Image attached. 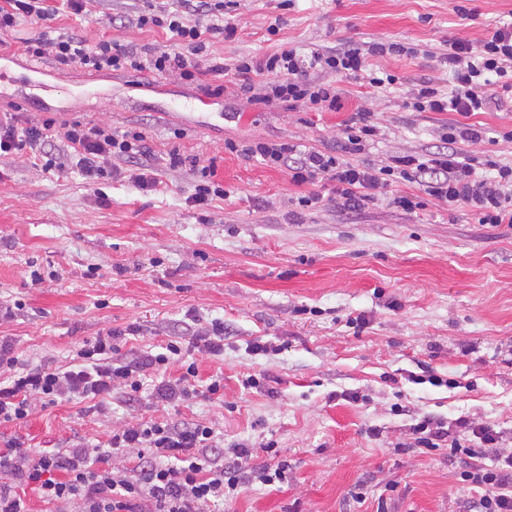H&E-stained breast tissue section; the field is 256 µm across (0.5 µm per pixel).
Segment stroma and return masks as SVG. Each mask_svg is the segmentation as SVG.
Here are the masks:
<instances>
[{
    "label": "stroma",
    "instance_id": "stroma-1",
    "mask_svg": "<svg viewBox=\"0 0 512 512\" xmlns=\"http://www.w3.org/2000/svg\"><path fill=\"white\" fill-rule=\"evenodd\" d=\"M456 3L235 0L227 10L235 35L218 29L207 39L218 62L283 44L305 53L376 41L414 47L372 57L396 76L393 86L340 81L333 112L250 105L231 82L208 98L176 73L143 85L133 73L63 67L23 50L45 26L90 44L163 48L162 31L137 24L142 0H88L82 14L0 33L13 76L0 85V110L16 105L31 122L54 119L52 151L66 148L73 121L138 128L156 178L150 190L121 177L97 191L76 168L44 171L29 152L0 159V305L16 308L0 337L32 366L67 365L109 331L125 354H156L177 340L200 381L224 380L220 402L131 405L117 389L106 411L90 400L38 405L0 424V445L16 436L34 448L104 445L128 423L194 419L223 431L225 458L240 443L254 468L288 463L283 482H253L215 512H466L469 459L420 448L413 426L425 417L451 431L460 419L491 424L501 438L481 464L512 452V227L478 223L430 198L411 212L383 198L358 212L333 201L300 209L295 199L314 185L224 149L229 139H280L335 150L361 110L378 128L361 162L439 149L442 126L456 116L413 111L420 83L447 89L438 55L448 40L474 42L512 20V0H470L472 20ZM38 83L46 90L35 102ZM468 121L484 132L480 150L512 163V143L501 139L512 130V96ZM174 148L215 164L231 197L192 205L194 175L165 162ZM35 265L57 270L58 280L32 284ZM217 320L223 355L190 347L194 328ZM252 374L260 382L246 386Z\"/></svg>",
    "mask_w": 512,
    "mask_h": 512
}]
</instances>
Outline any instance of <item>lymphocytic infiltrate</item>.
I'll return each mask as SVG.
<instances>
[{"mask_svg":"<svg viewBox=\"0 0 512 512\" xmlns=\"http://www.w3.org/2000/svg\"><path fill=\"white\" fill-rule=\"evenodd\" d=\"M224 0H179L173 9L143 11L138 24L170 34L164 48L141 56L109 40L96 44L47 33L23 39L27 54L50 58L63 66L96 72L125 71L148 76L173 72L195 82L200 76L233 77L242 92L263 90L265 104L285 103L320 112L335 110L339 100L336 82L368 73L376 88L394 84V75L369 72L373 55L407 54L401 43H371L367 49L318 51L300 54L283 46L262 58L238 57L221 64L205 56V36L213 29L212 12L223 11ZM451 77L449 91L422 82L412 107L418 112H453L458 122L443 127L444 149L424 154L391 156L375 168L352 163L363 153L377 129L368 113H358L344 131L341 153L323 152L286 141H227L229 152L259 159L272 168H286L295 184L323 183L337 202L358 211L377 196L385 195L393 207L412 211L431 197L449 207L475 215L479 223L512 227V164L493 157L484 162L466 154L480 144L482 134L466 124L471 114L486 110L499 95L512 93V22L488 29L477 42L452 39L440 58ZM20 113L0 118V158L36 148L49 138L52 121L21 126ZM70 153L49 152L44 170L64 169L68 162L89 182L116 174L113 159L134 161L128 178L140 188L153 187L145 135L137 130L112 132L100 125L74 122L66 131ZM488 174L477 177V166ZM416 185V192L397 190L399 182ZM172 341L159 354H124L111 336L86 342L76 363L66 367L47 362L34 367L19 359L12 344L0 341V423L28 417L33 401L45 405L79 403L111 395L114 387L135 399L152 377L174 356H181ZM457 434L423 419L416 425L420 447H447L450 454L473 458L463 479L482 494L470 502V512H512V453L498 455L493 465L478 464L484 449L499 441L493 426H475L458 420ZM251 452L239 446L232 462L224 460V436L217 429L193 420L141 421L114 431L107 446L85 440L51 451L26 446L19 437L0 450V512H28L20 494L22 486L37 487L52 512H212L211 507L237 494L247 482L271 485L285 478L283 465L250 469ZM119 466H109V459Z\"/></svg>","mask_w":512,"mask_h":512,"instance_id":"f902f5d3","label":"lymphocytic infiltrate"}]
</instances>
